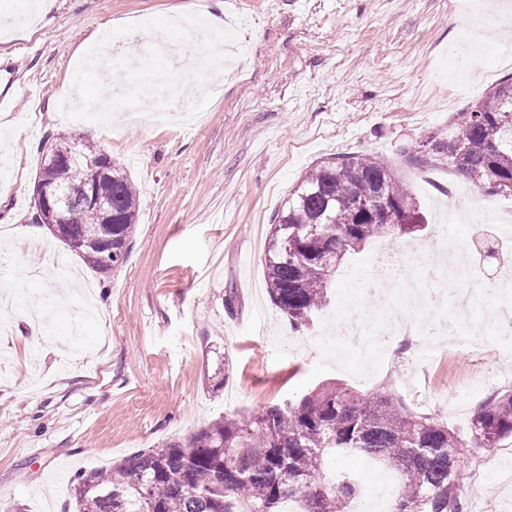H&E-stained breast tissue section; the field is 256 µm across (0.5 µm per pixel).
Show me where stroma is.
Masks as SVG:
<instances>
[{"label": "stroma", "mask_w": 512, "mask_h": 512, "mask_svg": "<svg viewBox=\"0 0 512 512\" xmlns=\"http://www.w3.org/2000/svg\"><path fill=\"white\" fill-rule=\"evenodd\" d=\"M0 0V291L22 289L0 340V505L64 512L76 474L106 468L141 448L189 435L223 414L249 417L337 381L374 392L389 386L412 409L467 434L470 415L512 388V365L480 331L478 356L449 346L426 354L402 336L360 367L331 335L295 330L266 286L269 224L300 177L321 160L371 154L416 197L422 248L448 235L466 243L478 224L512 211V195H481L447 162L414 154L512 75V0H54L33 24ZM223 9L251 59L242 76L213 77L195 64L193 40L171 34L184 69L147 56L142 67L107 62L84 94L100 112L66 113L74 74L93 32L139 52L143 34L175 12ZM147 89L154 105L184 98L192 127L117 118L113 83ZM86 137L123 166L140 192L126 263L99 274L31 221L46 136ZM400 241L396 269L443 303L415 317L434 327L459 312L483 320L490 304L470 281L413 258ZM382 240L348 255L322 314L348 320L377 295L352 280L386 275ZM235 295L234 308L225 298ZM49 300L58 345L28 340L27 313ZM229 378L215 385L217 366ZM512 437L471 448L462 467L469 512H512Z\"/></svg>", "instance_id": "1"}]
</instances>
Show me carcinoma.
Masks as SVG:
<instances>
[{"mask_svg":"<svg viewBox=\"0 0 512 512\" xmlns=\"http://www.w3.org/2000/svg\"><path fill=\"white\" fill-rule=\"evenodd\" d=\"M512 77L498 84L448 131L422 144L421 156L448 160L477 193H512ZM55 161L40 163L36 180L72 189L63 209L69 231L54 238L100 274L128 258L140 210L139 191L126 171L108 162L95 181L112 206L90 205L80 187L90 173L84 158L102 150L89 140L57 137ZM416 198L392 166L371 155L324 160L302 176L274 216L266 255L273 303L296 329L311 327L328 302L332 274L347 254L375 238L423 230ZM111 256L93 247L107 231ZM512 436V389L474 410L467 438L439 419L410 410L391 390L361 393L328 384L298 399L263 408L250 419L224 415L183 442L140 449L106 470L73 480L74 512H348L362 493L357 474L332 463L357 452L400 477L391 512H467L458 458L462 448H489Z\"/></svg>","mask_w":512,"mask_h":512,"instance_id":"carcinoma-1","label":"carcinoma"}]
</instances>
